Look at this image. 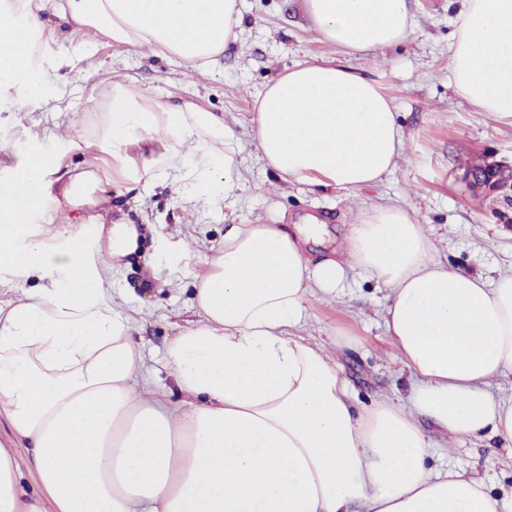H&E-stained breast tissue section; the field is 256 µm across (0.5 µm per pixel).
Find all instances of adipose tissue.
<instances>
[{"label":"adipose tissue","instance_id":"adipose-tissue-1","mask_svg":"<svg viewBox=\"0 0 512 512\" xmlns=\"http://www.w3.org/2000/svg\"><path fill=\"white\" fill-rule=\"evenodd\" d=\"M302 6L336 55L267 85L251 141L277 181L355 195L388 177L405 147L390 100L355 63L409 40L415 17L409 0ZM57 14L199 71L241 25L239 0H66ZM44 26L33 12L0 11V91L23 86L20 108L42 88L14 45ZM449 68L475 111L512 119V0H465ZM96 108L94 144L117 158L141 146L128 181L154 183L180 166L203 202L239 189L238 143L223 118L118 78ZM109 187L96 164L57 175L36 161L0 184V268L41 281L0 299V417L29 453L23 471L0 445V512H502L484 480L427 466L422 424L512 452V398L492 390L512 376V271L449 268L415 215L390 205L357 214L341 260H311L282 224L231 225L203 259L197 321L166 351L185 395L172 407L140 378L134 323L108 290L151 231L106 223ZM49 200L90 208L96 259L79 238L51 248L33 229ZM352 267L388 290L383 320L412 378L408 408L386 398L356 408L327 346L295 334L310 298L335 295Z\"/></svg>","mask_w":512,"mask_h":512}]
</instances>
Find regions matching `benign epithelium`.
Returning <instances> with one entry per match:
<instances>
[{
    "instance_id": "benign-epithelium-1",
    "label": "benign epithelium",
    "mask_w": 512,
    "mask_h": 512,
    "mask_svg": "<svg viewBox=\"0 0 512 512\" xmlns=\"http://www.w3.org/2000/svg\"><path fill=\"white\" fill-rule=\"evenodd\" d=\"M461 180L471 195L483 199L496 222L512 230V163L482 161L464 169Z\"/></svg>"
}]
</instances>
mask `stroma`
Segmentation results:
<instances>
[{
	"mask_svg": "<svg viewBox=\"0 0 512 512\" xmlns=\"http://www.w3.org/2000/svg\"><path fill=\"white\" fill-rule=\"evenodd\" d=\"M462 4L412 0L414 37L358 62L359 72L391 99L406 144L394 172L358 198L307 185L274 184L247 134L254 99L272 79L299 62L336 54L335 47L318 41L310 30L301 0H240L239 38L204 72L173 56L155 57L115 44L94 29L74 33L59 23L47 27L39 48L43 97L20 109L11 96L0 98V182L37 158L63 170L91 161L112 183L113 221L151 226L153 239L144 255L115 269L111 288L126 298L123 309L135 324L156 388L172 404H180L182 397L164 365L165 351L188 326L194 284L205 272L202 258L223 243L227 225L320 219L328 233L309 249L315 256L332 257L358 208L387 204L416 212L441 259L452 268H512V231L494 223L459 179L477 157L512 159V124L475 111L454 91L448 57ZM61 55L70 63L59 68L55 61ZM115 77L150 98L186 99L222 114L226 133L240 144L241 190L203 203L183 191L176 169L160 184L127 181L111 152L86 140L94 122L90 99L101 96ZM386 295L369 272L347 270L336 298L310 299L300 334L321 344L343 335L346 345L337 362L357 401L389 397L403 407L408 375L392 359L382 318ZM430 462L497 488L512 487V457L480 440L466 438L451 448L435 437Z\"/></svg>",
	"mask_w": 512,
	"mask_h": 512,
	"instance_id": "1",
	"label": "stroma"
}]
</instances>
